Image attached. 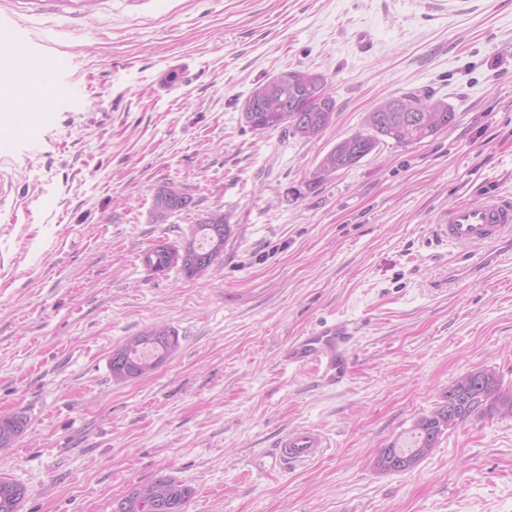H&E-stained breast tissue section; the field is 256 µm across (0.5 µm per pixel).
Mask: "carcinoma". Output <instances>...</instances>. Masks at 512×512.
Returning <instances> with one entry per match:
<instances>
[{
  "label": "carcinoma",
  "mask_w": 512,
  "mask_h": 512,
  "mask_svg": "<svg viewBox=\"0 0 512 512\" xmlns=\"http://www.w3.org/2000/svg\"><path fill=\"white\" fill-rule=\"evenodd\" d=\"M309 70L280 71L256 84L242 103V119L254 131H282L305 140L320 137L333 123L336 99L328 89V77L319 74L320 81L310 82ZM414 106V111H392L391 99L386 98L365 113L361 127L344 137L325 153L312 174L322 182L339 170L347 169L384 145L408 147L419 144L451 126L455 112L443 100H435L429 92L408 90L400 95ZM194 204L193 198L174 182L159 188L154 195L151 218L155 224H165L178 212L183 202ZM230 214L218 209L206 213L192 231L187 244L207 254L206 264L193 268L181 260L179 246L160 251L152 246L143 253L145 266L167 272L179 269L193 279L209 274L224 254V244L233 236ZM179 336L165 324H155L125 342L112 352L109 370L112 379L127 382L152 374L176 352ZM455 389L448 390L446 402L428 415L417 419L411 429V441L396 448L379 450L374 465L388 460L396 451L419 454L421 448H435L440 437L474 415L512 417V390L503 389L496 372L475 368L452 381ZM28 425L22 413L0 415V451L13 447ZM191 489L167 473H159L145 484L133 487L118 503L114 512H184ZM26 496L20 483L0 477V512H19Z\"/></svg>",
  "instance_id": "carcinoma-1"
}]
</instances>
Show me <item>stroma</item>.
<instances>
[{"label":"stroma","mask_w":512,"mask_h":512,"mask_svg":"<svg viewBox=\"0 0 512 512\" xmlns=\"http://www.w3.org/2000/svg\"><path fill=\"white\" fill-rule=\"evenodd\" d=\"M0 24L70 56L81 98L53 102L36 145L0 135V415L29 420L0 475L27 488L20 512H112L161 472L192 488L185 512H512V417L469 418L409 470L374 466L461 372L512 388V253L452 281L466 251L433 231L450 204L512 199V0H0ZM288 68L328 77L320 138L241 118ZM412 89L453 126L313 181L364 112ZM171 181L194 204L153 223ZM218 208L235 229L209 275L146 268ZM334 318L354 328L342 378L288 363ZM153 323L178 350L115 383L113 350ZM297 427L330 448L273 466Z\"/></svg>","instance_id":"35a3bbf8"}]
</instances>
